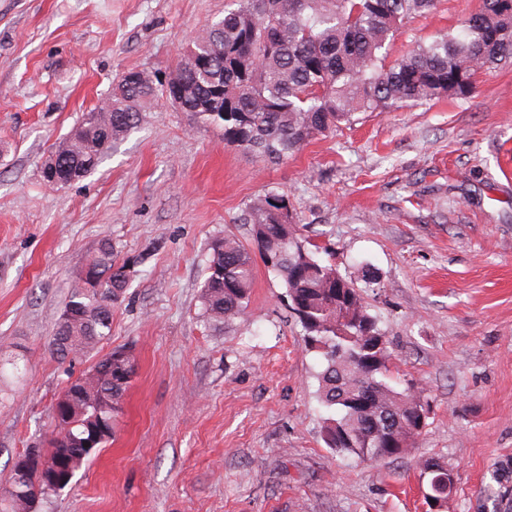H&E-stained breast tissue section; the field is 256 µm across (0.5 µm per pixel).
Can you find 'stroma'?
<instances>
[{
  "instance_id": "1",
  "label": "stroma",
  "mask_w": 512,
  "mask_h": 512,
  "mask_svg": "<svg viewBox=\"0 0 512 512\" xmlns=\"http://www.w3.org/2000/svg\"><path fill=\"white\" fill-rule=\"evenodd\" d=\"M224 4L0 0V343L28 361L0 395V486L91 364L60 362L49 342L107 236L133 276L96 354L129 349L137 367L112 439L38 512H426L422 457L454 469L444 512H477L489 469L512 457V66L478 73L466 97L356 114L279 163L160 97L93 174L61 189L43 179L53 145L124 71L168 80ZM478 6L439 0L402 28L392 57ZM271 189L342 276L377 277L369 312L401 382L429 399L410 455L329 451L319 357L263 264L243 321L202 322L209 243L248 240L245 205Z\"/></svg>"
}]
</instances>
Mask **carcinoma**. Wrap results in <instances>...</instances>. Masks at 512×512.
Segmentation results:
<instances>
[{
    "instance_id": "carcinoma-1",
    "label": "carcinoma",
    "mask_w": 512,
    "mask_h": 512,
    "mask_svg": "<svg viewBox=\"0 0 512 512\" xmlns=\"http://www.w3.org/2000/svg\"><path fill=\"white\" fill-rule=\"evenodd\" d=\"M437 6V0H227L223 17L207 22L190 42L178 73L186 89L181 109L224 130V143L287 159L312 137L350 124L359 112H386L441 97H466L472 78L512 63V6L481 0L455 33L419 42L391 61L390 45L402 26ZM164 95L163 84L143 74L119 80L111 103L92 111L56 143L51 155L82 179L96 169L139 122L140 112ZM288 196L267 191L246 204L250 238L229 233L208 248L201 286L202 318L222 325L240 319L254 279L253 253L281 281L308 347L322 358L317 399L330 411L323 441L339 456L360 461L409 454L426 426V389L390 383L392 354L385 332L365 304L361 288L324 264L296 234ZM98 283L77 278L63 303L51 350L61 360L88 357L111 335L112 303L130 284L112 240H100L85 264ZM104 357L82 373V392L64 389L63 424H55L43 452L53 456L73 438L116 417L136 359ZM65 486L96 453L77 448ZM432 512L452 494V468L434 457L418 460ZM36 476L13 468L0 488V512H32ZM512 480V459L490 471L484 500L502 512V486Z\"/></svg>"
}]
</instances>
